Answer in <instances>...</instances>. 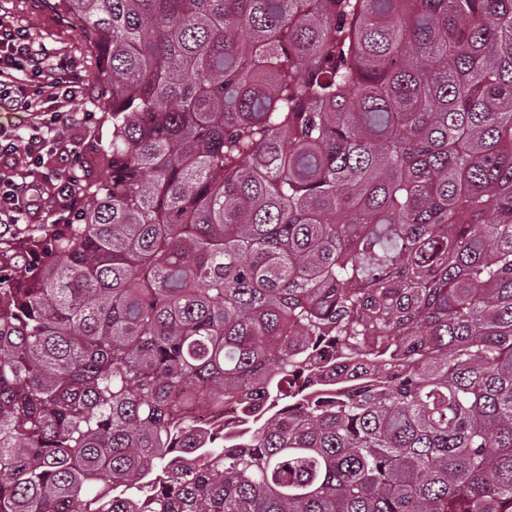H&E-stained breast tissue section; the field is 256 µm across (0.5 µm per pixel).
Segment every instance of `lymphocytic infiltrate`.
Instances as JSON below:
<instances>
[{
  "instance_id": "obj_1",
  "label": "lymphocytic infiltrate",
  "mask_w": 512,
  "mask_h": 512,
  "mask_svg": "<svg viewBox=\"0 0 512 512\" xmlns=\"http://www.w3.org/2000/svg\"><path fill=\"white\" fill-rule=\"evenodd\" d=\"M82 94L66 60L47 63L34 48L28 29L0 18V109L32 114L34 123L0 126V159L24 157V173L0 171V238L21 234V221L38 209L36 179L57 184L59 198L71 203L76 180L71 173L70 149L64 128L82 123L73 103ZM57 156L58 166L46 168L45 159Z\"/></svg>"
}]
</instances>
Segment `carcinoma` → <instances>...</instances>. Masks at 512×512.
Returning a JSON list of instances; mask_svg holds the SVG:
<instances>
[{
	"label": "carcinoma",
	"mask_w": 512,
	"mask_h": 512,
	"mask_svg": "<svg viewBox=\"0 0 512 512\" xmlns=\"http://www.w3.org/2000/svg\"><path fill=\"white\" fill-rule=\"evenodd\" d=\"M53 8L108 177L0 251V512H512V0Z\"/></svg>",
	"instance_id": "cac0c4a2"
}]
</instances>
